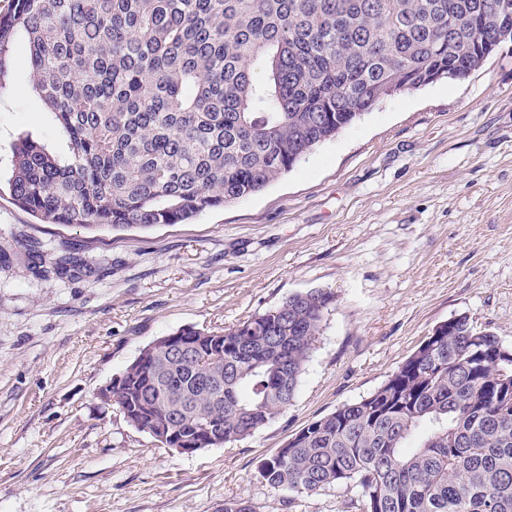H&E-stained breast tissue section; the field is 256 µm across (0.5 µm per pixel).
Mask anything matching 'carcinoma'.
I'll use <instances>...</instances> for the list:
<instances>
[{
    "label": "carcinoma",
    "mask_w": 512,
    "mask_h": 512,
    "mask_svg": "<svg viewBox=\"0 0 512 512\" xmlns=\"http://www.w3.org/2000/svg\"><path fill=\"white\" fill-rule=\"evenodd\" d=\"M497 29L512 30V0H14L0 90L23 38L70 157L21 134L6 188L39 224H182L263 190L387 89L468 76ZM81 269L65 253L38 273ZM334 300L299 291L227 330L161 336L113 380L112 402L168 448L243 440L293 400ZM259 474L295 495L355 486L362 512H512V348L450 318Z\"/></svg>",
    "instance_id": "carcinoma-1"
}]
</instances>
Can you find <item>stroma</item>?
<instances>
[{
  "mask_svg": "<svg viewBox=\"0 0 512 512\" xmlns=\"http://www.w3.org/2000/svg\"><path fill=\"white\" fill-rule=\"evenodd\" d=\"M57 140L25 46L0 92L11 144ZM61 253L92 274L40 277ZM335 295L293 401L254 435L187 455L131 426L100 387L185 327L218 331L297 291ZM512 347V42L463 80L397 93L262 191L184 224L98 240L0 195V512H358L352 486L293 495L260 463L380 387L439 323Z\"/></svg>",
  "mask_w": 512,
  "mask_h": 512,
  "instance_id": "35a3bbf8",
  "label": "stroma"
}]
</instances>
